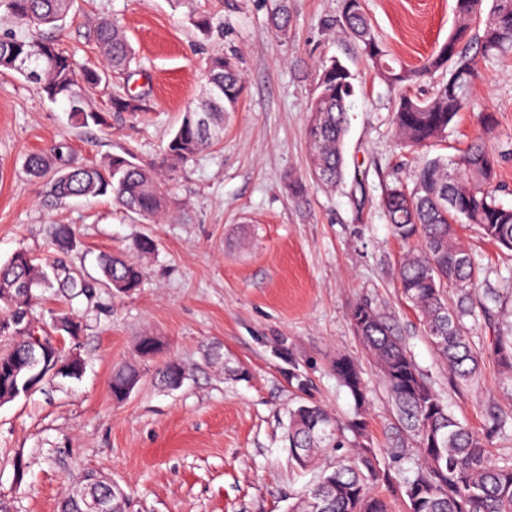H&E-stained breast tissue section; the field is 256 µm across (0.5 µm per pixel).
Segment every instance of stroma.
<instances>
[{"label":"stroma","instance_id":"35a3bbf8","mask_svg":"<svg viewBox=\"0 0 512 512\" xmlns=\"http://www.w3.org/2000/svg\"><path fill=\"white\" fill-rule=\"evenodd\" d=\"M344 0H288L287 34L270 24L274 0H74L60 39L79 66L105 63L93 41L101 21L117 20L135 49L113 89L150 104L115 112L93 95L109 127L71 124L64 102L44 99L36 85L0 72V263L17 250L52 259V224L76 229L67 257L81 276L100 277L98 258L120 254L147 275L126 294L99 289L65 304L58 290L39 292L33 317L53 330L52 316L71 311L79 336L62 348L84 364L81 379L55 378L0 404V502L13 512H58L73 477L94 471L120 484L128 512H289L336 455L299 467L285 437L288 410L322 406L350 422L355 402L333 368L355 360L366 390V437L386 479L374 490L404 512L398 482L418 459L379 373L357 335L352 310L367 301L396 323L424 379L451 414L484 442L495 463H512V388L492 361L470 385L457 384L428 342L418 311L397 281L412 249L392 233L380 199L388 185L412 186L428 159L453 155L485 137L500 152L499 201L512 207V54L478 59L470 108L445 140L402 148L392 123L397 90L373 68L342 25ZM393 66L422 65L456 22L455 0H364ZM212 18L202 35L193 15ZM236 55L244 90L224 118V136L190 160L164 159L185 108L205 88L207 58ZM339 61L354 86L344 139V178L334 188L309 174L305 129L321 68ZM493 113L484 133L479 115ZM67 144L76 166L131 152L154 163L165 208L155 222L111 197L56 199L48 178L29 174V155ZM458 233L480 269L484 312L466 318L471 342L484 351L495 328L485 312L512 321V254L470 224ZM152 238L154 251L133 245ZM161 351L140 357V337ZM169 360L181 364L180 387L159 384ZM136 365L140 380L115 402L112 374ZM22 470H15V463Z\"/></svg>","mask_w":512,"mask_h":512}]
</instances>
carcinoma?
<instances>
[{"mask_svg": "<svg viewBox=\"0 0 512 512\" xmlns=\"http://www.w3.org/2000/svg\"><path fill=\"white\" fill-rule=\"evenodd\" d=\"M73 0H0L11 27L0 29V69L12 71L38 85L50 101H63L71 119L84 127L106 125L105 116L93 109L90 95L106 77L93 69L78 71L75 60L43 29H59ZM458 26L438 46L420 69L395 68L386 61L378 34L366 14L364 0L344 5L343 26L361 46L381 78L394 88L410 86L427 73H445L432 96L402 95L393 113L399 142L418 147L446 136L469 104L476 76L471 50L483 57L512 53V0H456ZM93 40L107 62V69L130 68L135 53L126 32L116 22H101ZM208 92L189 107L168 144V158L184 162L221 140L224 113L236 109L243 93L239 61L233 55L213 53L206 63ZM353 95L350 74L333 61L322 67L310 107L306 137L310 146L311 174L327 186L343 178V144L349 122L348 99ZM115 112H139L142 98L116 95ZM497 156L483 139L465 151L428 160L408 190H386L381 205L393 234L413 241L416 248L401 263L398 281L402 294L422 317L426 335L448 364L449 374L470 384L482 357L490 358L512 382V329L500 331L483 353L476 352L463 319L472 315L476 295L473 258L461 242L457 223L475 225L490 241L512 251V208L500 204L493 186ZM35 174H51V189L61 198L112 195L119 204L147 220L158 216L164 199L154 167L133 161L129 153L113 155L100 167L73 166L57 147L56 162L43 155L29 157ZM57 256L47 267L19 250L0 264V336L19 342L0 353V400L22 394L14 361H35L31 333L26 329L37 288L57 287L63 297L91 299L107 286L117 292L137 288L143 267L116 255L100 261L102 277L89 280L67 268L63 255L76 242L68 224L49 225ZM29 288L19 290L21 284ZM357 334L376 366L382 383L397 408L399 418L417 438L419 459L399 485L407 512H512V464L497 465L489 459L483 441L456 419L441 397L423 378L411 354L389 318L368 302L352 312ZM61 332L77 336L79 321L68 314L55 317ZM336 377L347 387L358 409L366 402L358 365L347 357L334 364ZM140 373L130 364L112 375L110 391L122 400L134 389ZM288 447L301 466L327 449L345 447L344 435L334 417L317 405L300 404L289 412ZM372 449L360 448L353 456H341L331 471L321 474L291 512H392L391 502L372 493L370 483L379 480Z\"/></svg>", "mask_w": 512, "mask_h": 512, "instance_id": "1", "label": "carcinoma"}]
</instances>
